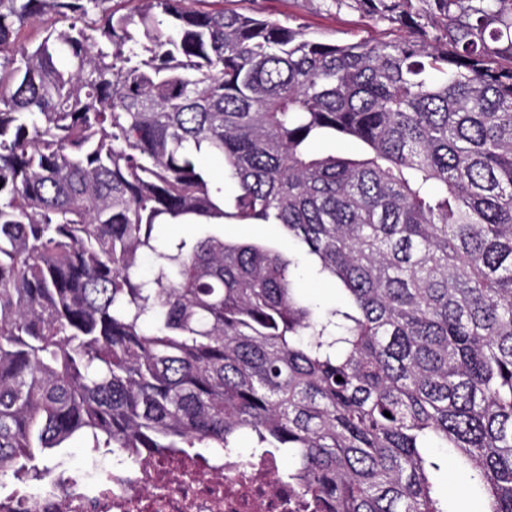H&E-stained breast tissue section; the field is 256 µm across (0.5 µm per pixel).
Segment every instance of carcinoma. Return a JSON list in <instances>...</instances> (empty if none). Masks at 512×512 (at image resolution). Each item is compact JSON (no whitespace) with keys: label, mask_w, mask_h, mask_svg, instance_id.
<instances>
[{"label":"carcinoma","mask_w":512,"mask_h":512,"mask_svg":"<svg viewBox=\"0 0 512 512\" xmlns=\"http://www.w3.org/2000/svg\"><path fill=\"white\" fill-rule=\"evenodd\" d=\"M345 1L405 34L0 0V482L42 488L73 438L247 437L310 512H451L459 467L512 512V0ZM202 220L281 228L341 306L265 244L154 234ZM319 153H336V155L357 156L361 153L362 147L359 143L352 140H326L315 146ZM299 284L303 288L304 295L311 301L321 306H334L340 303V297L336 290L320 286L313 282L306 270L301 268L299 271Z\"/></svg>","instance_id":"1"}]
</instances>
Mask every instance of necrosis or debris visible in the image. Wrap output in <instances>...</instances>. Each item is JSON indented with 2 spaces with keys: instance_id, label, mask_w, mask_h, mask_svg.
Masks as SVG:
<instances>
[{
  "instance_id": "necrosis-or-debris-1",
  "label": "necrosis or debris",
  "mask_w": 512,
  "mask_h": 512,
  "mask_svg": "<svg viewBox=\"0 0 512 512\" xmlns=\"http://www.w3.org/2000/svg\"><path fill=\"white\" fill-rule=\"evenodd\" d=\"M276 471L275 458L242 465L231 449L150 454L92 485L62 474L58 491L0 495V512H294Z\"/></svg>"
}]
</instances>
